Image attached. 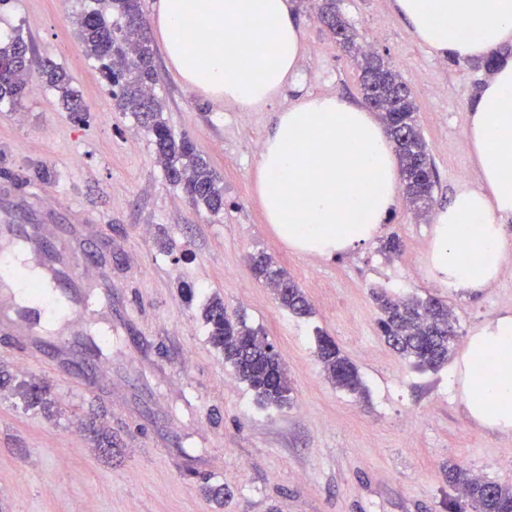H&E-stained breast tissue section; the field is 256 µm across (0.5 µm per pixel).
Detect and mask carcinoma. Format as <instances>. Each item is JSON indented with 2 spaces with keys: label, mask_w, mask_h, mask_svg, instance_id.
<instances>
[{
  "label": "carcinoma",
  "mask_w": 512,
  "mask_h": 512,
  "mask_svg": "<svg viewBox=\"0 0 512 512\" xmlns=\"http://www.w3.org/2000/svg\"><path fill=\"white\" fill-rule=\"evenodd\" d=\"M95 3V7L76 15L73 23L87 57L103 61L104 78L118 88L112 93L116 107L133 115L151 135L168 180L181 186L195 205L212 213L220 212L224 208L222 179L199 155L187 135H176L160 118L162 105L153 93L158 81L154 47L141 0ZM318 18L326 28L338 33L339 45L354 58L360 70L364 100L381 114L394 144L406 198L416 212H426L434 184L427 182L424 174L434 164L407 84L379 54L366 52L356 43L337 0H322ZM35 78L56 91L73 121L84 120L86 107L66 70L31 55L22 32L14 29L0 40V102L19 103ZM254 270L265 283L277 289L276 298L283 309L299 316L311 313L304 292L272 257H256ZM373 299L381 313L378 324L383 337L413 367L436 371L448 363L455 337L448 304L436 298H403L383 290L374 292ZM202 317L211 344L223 352L224 361L254 391L261 405L282 408L290 404L292 388L287 371L281 361L271 357L261 330L241 319L231 320L224 310V300L217 295L210 297ZM317 356L332 385L352 393L364 392L357 367L332 339L319 337ZM17 388L21 389L27 407L47 411L52 407L47 383L24 381ZM85 431L101 452L112 455V433L96 418L87 419ZM446 478L449 485L464 494L474 512H512V486L485 480L458 465L448 467Z\"/></svg>",
  "instance_id": "carcinoma-1"
}]
</instances>
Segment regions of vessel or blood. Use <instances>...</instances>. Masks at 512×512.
Segmentation results:
<instances>
[{
	"label": "vessel or blood",
	"mask_w": 512,
	"mask_h": 512,
	"mask_svg": "<svg viewBox=\"0 0 512 512\" xmlns=\"http://www.w3.org/2000/svg\"><path fill=\"white\" fill-rule=\"evenodd\" d=\"M111 289L98 252L70 262L61 234L0 219V329L21 337L30 358L56 352L67 381L89 385L97 378L108 340L100 338L92 352L79 349L78 339L92 324H111Z\"/></svg>",
	"instance_id": "1"
}]
</instances>
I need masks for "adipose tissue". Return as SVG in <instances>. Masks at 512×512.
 <instances>
[{
    "instance_id": "ef3b65f1",
    "label": "adipose tissue",
    "mask_w": 512,
    "mask_h": 512,
    "mask_svg": "<svg viewBox=\"0 0 512 512\" xmlns=\"http://www.w3.org/2000/svg\"><path fill=\"white\" fill-rule=\"evenodd\" d=\"M416 38L439 57L501 55L472 105L465 138L482 187L456 193L434 216L427 269L445 288L495 281L512 248V0H394ZM167 64L190 91L250 110L294 79L306 44L291 0H155ZM201 32L208 48L190 45ZM401 171L376 116L337 95L305 96L277 114L254 171L264 218L295 252L333 258L365 244L398 203ZM464 368L470 417L512 427V313L472 336Z\"/></svg>"
}]
</instances>
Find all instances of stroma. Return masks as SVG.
<instances>
[{
	"mask_svg": "<svg viewBox=\"0 0 512 512\" xmlns=\"http://www.w3.org/2000/svg\"><path fill=\"white\" fill-rule=\"evenodd\" d=\"M85 0H13L0 24L21 27L34 55L73 78L88 115L74 123L55 92L37 85L20 104L0 103V213L22 224L88 229L111 244L112 336L107 376L82 390L54 359L18 369L15 337L0 334V362L18 380H43L59 410L26 407L0 391V512H448L457 499L446 467L458 464L512 485V429L468 417L455 359L471 336L512 310V250L500 274L477 293L434 283L426 260L433 217L399 201L371 242L327 259L292 252L266 224L253 172L277 112L304 95L362 100L359 70L297 0L307 52L294 83L250 111L188 91L163 53L154 64L162 118L187 134L222 177L224 208L194 207L158 163L150 135L118 111L73 18ZM363 45L372 46L410 86L437 178L435 206L480 175L464 137L468 110L488 73L481 61L440 58L420 44L392 0H340ZM55 179L39 182L37 165ZM402 242L388 254L390 236ZM274 257L305 292L312 312L283 309L257 279L251 258ZM193 296H186V289ZM385 290L452 309L454 360L414 369L384 341L373 294ZM274 344L292 388L290 406L265 408L213 347L201 317L212 296ZM328 336L358 368L366 392L334 387L317 359ZM111 428L120 456L107 458L86 436V415ZM229 489L223 504L205 485Z\"/></svg>",
	"mask_w": 512,
	"mask_h": 512,
	"instance_id": "stroma-1",
	"label": "stroma"
}]
</instances>
